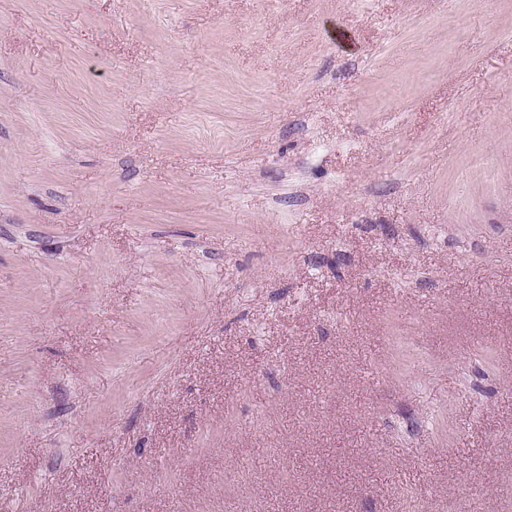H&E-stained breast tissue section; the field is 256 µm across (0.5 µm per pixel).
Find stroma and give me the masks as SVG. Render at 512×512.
<instances>
[{
    "label": "stroma",
    "instance_id": "obj_1",
    "mask_svg": "<svg viewBox=\"0 0 512 512\" xmlns=\"http://www.w3.org/2000/svg\"><path fill=\"white\" fill-rule=\"evenodd\" d=\"M0 512H512V0H0Z\"/></svg>",
    "mask_w": 512,
    "mask_h": 512
}]
</instances>
